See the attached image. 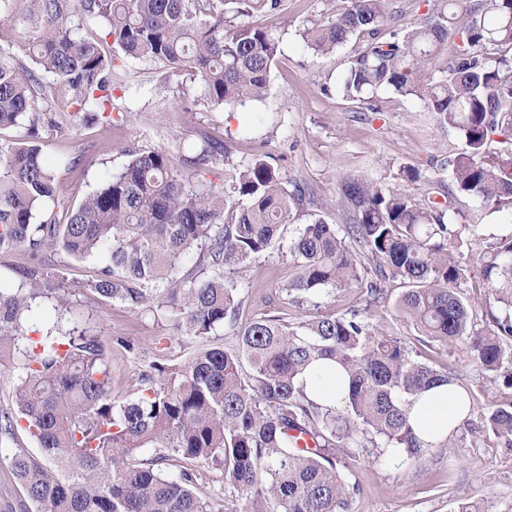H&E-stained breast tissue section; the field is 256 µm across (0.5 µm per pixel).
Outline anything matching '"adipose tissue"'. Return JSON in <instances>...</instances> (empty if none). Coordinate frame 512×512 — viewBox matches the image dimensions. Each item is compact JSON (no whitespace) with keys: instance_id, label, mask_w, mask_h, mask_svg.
Returning a JSON list of instances; mask_svg holds the SVG:
<instances>
[{"instance_id":"obj_1","label":"adipose tissue","mask_w":512,"mask_h":512,"mask_svg":"<svg viewBox=\"0 0 512 512\" xmlns=\"http://www.w3.org/2000/svg\"><path fill=\"white\" fill-rule=\"evenodd\" d=\"M300 382L310 399L333 408L340 407L348 394L345 373L330 362L311 366ZM408 412L410 426L426 449L439 447L470 415L463 390L453 384H439L410 397Z\"/></svg>"}]
</instances>
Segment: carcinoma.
Wrapping results in <instances>:
<instances>
[{"instance_id":"1","label":"carcinoma","mask_w":512,"mask_h":512,"mask_svg":"<svg viewBox=\"0 0 512 512\" xmlns=\"http://www.w3.org/2000/svg\"><path fill=\"white\" fill-rule=\"evenodd\" d=\"M27 2L39 25L31 64L0 51V131L25 130L19 139L0 138V253L32 260L15 288L0 275V366L14 360L18 370L11 407L0 411V439H15L21 419L35 445L9 457L26 512H223L194 491L199 463L221 471L248 512H349L356 487L340 471L347 462L386 448L411 461L424 456L405 407L436 383L462 385L459 345L502 388L485 403L465 390L479 423L460 427L444 447H479L489 437L512 446V237L479 258L499 303L480 325L460 292L469 266L464 236L477 225L448 222L459 197L512 219V0H433L412 28L393 29L387 39V0H341L339 8L325 0L323 19L300 37L322 55L352 45L343 95L363 102L385 88L415 97L455 131L461 149L448 160L451 183L435 181L422 200L346 177L338 207L352 223L340 232L314 215L296 227L288 247L295 274L283 288L288 304L316 307L311 299L321 292L353 291L355 305L242 325V298L224 270L274 247L302 204L303 184L268 152L229 170L219 186H188L166 152L131 151L121 170L71 205L59 199L54 170L35 143L53 123L37 103L51 94L38 73L64 81L74 125L84 112L112 107L117 57L163 62L164 82H199L213 108L261 101L278 41L240 18L279 12L282 0ZM74 17L101 19L112 55L78 35ZM224 152L207 139L184 163L202 172ZM48 250L103 259L82 289L131 310H175L197 342L228 323L237 348L203 346L183 361L153 363L133 397H112L98 337L59 322L37 340L25 334L37 299L66 308L73 297L62 273L39 264ZM394 283L398 317L421 342L445 348L447 360L432 365L374 328ZM320 359L349 376L342 411L313 402L297 385ZM297 434L314 447H296ZM148 448L154 453L146 457Z\"/></svg>"}]
</instances>
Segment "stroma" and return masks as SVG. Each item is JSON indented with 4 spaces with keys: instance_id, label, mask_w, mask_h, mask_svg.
<instances>
[{
    "instance_id": "35a3bbf8",
    "label": "stroma",
    "mask_w": 512,
    "mask_h": 512,
    "mask_svg": "<svg viewBox=\"0 0 512 512\" xmlns=\"http://www.w3.org/2000/svg\"><path fill=\"white\" fill-rule=\"evenodd\" d=\"M285 10L257 16L279 43L266 98L232 108L214 109L200 102L201 90L188 85L194 103L183 111L176 87L159 83L163 63L125 59V77L113 91L117 111L128 122L109 125L91 117L88 123L65 121L60 103L67 97L59 80L44 73L40 79L52 94L41 101L56 126L42 128L38 144L54 163L59 196L81 200L103 178L120 170L129 149L167 152L172 164L200 148L205 138L224 143L226 156L202 179L222 184L226 166L250 161L261 145H269L273 163L304 183L307 211H322L328 223L342 228L350 217L338 210L340 181L358 176L422 197L432 178L449 179L442 161L457 144L454 132L442 128L435 114L414 98L379 91L369 107L347 99L340 84L351 46L330 55L304 47L299 29L320 20L323 0H284ZM0 22V50L28 61L32 24L25 0H9ZM419 170L417 182L404 180L403 170ZM187 183H197L193 169L183 171ZM512 234V221L495 213L482 220L478 234L464 248L472 260L461 285L465 295L487 301L488 288L476 260L489 243ZM47 271H63L76 295L68 316L98 336L108 354L112 394L132 397L142 370L151 363L178 361L195 348L172 313L135 312L109 299L83 291L95 276L100 259H71L60 252L46 254ZM294 275L287 245H280L245 267L231 271L243 300L240 321L289 316L293 309L283 292ZM344 473L358 487L350 512H454L458 497H472L482 512H512V448L460 447L429 450L422 461L405 459L399 449L381 457L350 462Z\"/></svg>"
}]
</instances>
